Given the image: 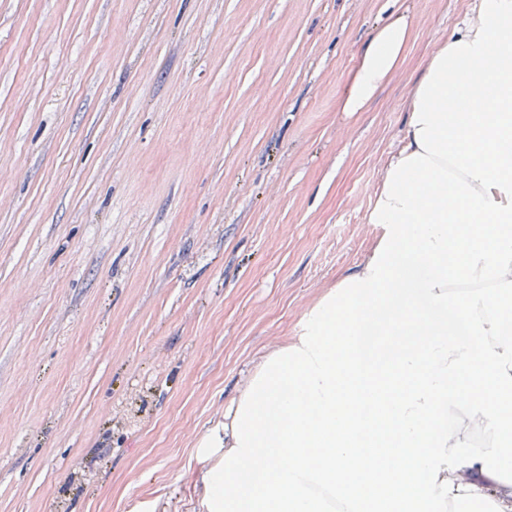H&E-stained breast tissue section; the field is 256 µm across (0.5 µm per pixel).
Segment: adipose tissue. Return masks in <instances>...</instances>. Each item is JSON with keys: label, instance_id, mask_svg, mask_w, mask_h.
<instances>
[{"label": "adipose tissue", "instance_id": "1", "mask_svg": "<svg viewBox=\"0 0 512 512\" xmlns=\"http://www.w3.org/2000/svg\"><path fill=\"white\" fill-rule=\"evenodd\" d=\"M363 44L343 109L400 68ZM357 272L232 402L209 512H512V0H479L411 91Z\"/></svg>", "mask_w": 512, "mask_h": 512}]
</instances>
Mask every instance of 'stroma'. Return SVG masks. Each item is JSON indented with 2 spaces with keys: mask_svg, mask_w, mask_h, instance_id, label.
<instances>
[{
  "mask_svg": "<svg viewBox=\"0 0 512 512\" xmlns=\"http://www.w3.org/2000/svg\"><path fill=\"white\" fill-rule=\"evenodd\" d=\"M476 0H0V512H205V435L369 258ZM403 15L360 112L363 43ZM410 36L409 19L397 15L366 40L347 83L343 111L360 112L374 99L382 84L400 69Z\"/></svg>",
  "mask_w": 512,
  "mask_h": 512,
  "instance_id": "1",
  "label": "stroma"
}]
</instances>
